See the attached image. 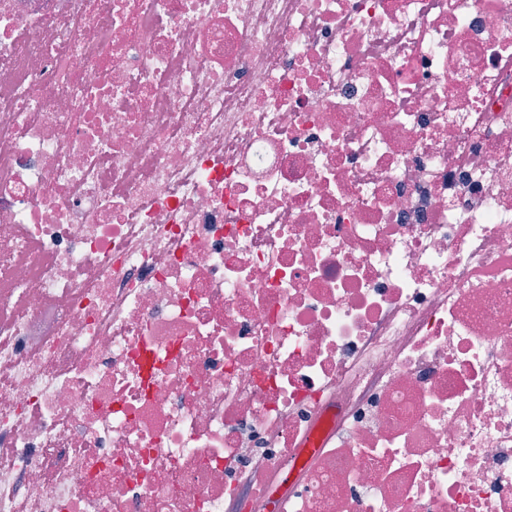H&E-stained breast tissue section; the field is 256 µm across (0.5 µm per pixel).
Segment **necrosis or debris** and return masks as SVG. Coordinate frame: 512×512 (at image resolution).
Returning a JSON list of instances; mask_svg holds the SVG:
<instances>
[{"mask_svg":"<svg viewBox=\"0 0 512 512\" xmlns=\"http://www.w3.org/2000/svg\"><path fill=\"white\" fill-rule=\"evenodd\" d=\"M0 512H512V0H0Z\"/></svg>","mask_w":512,"mask_h":512,"instance_id":"1","label":"necrosis or debris"}]
</instances>
